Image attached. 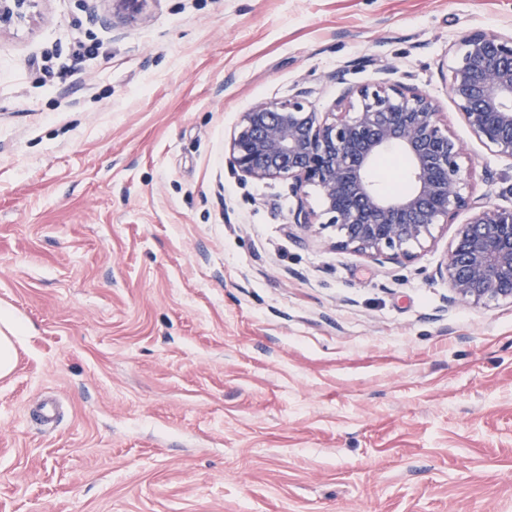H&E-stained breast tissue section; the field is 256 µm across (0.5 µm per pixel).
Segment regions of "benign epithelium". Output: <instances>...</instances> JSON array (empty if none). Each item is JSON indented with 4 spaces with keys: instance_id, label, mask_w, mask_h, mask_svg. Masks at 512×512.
<instances>
[{
    "instance_id": "benign-epithelium-1",
    "label": "benign epithelium",
    "mask_w": 512,
    "mask_h": 512,
    "mask_svg": "<svg viewBox=\"0 0 512 512\" xmlns=\"http://www.w3.org/2000/svg\"><path fill=\"white\" fill-rule=\"evenodd\" d=\"M38 0H0V26L30 21ZM119 14L140 13L147 0H106ZM448 89L472 135L512 159V35L467 32L449 67ZM301 87L243 113L228 149L244 179L281 182L297 199L293 223L307 231L334 227L335 247L368 258L410 260L468 205L471 172L463 147L427 94L380 78L352 86L326 111ZM400 149L412 187L390 195L370 177L374 162ZM322 196L307 207L305 188ZM440 275L455 299L473 305L512 301V209L485 207L459 225Z\"/></svg>"
}]
</instances>
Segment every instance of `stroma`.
Segmentation results:
<instances>
[{"mask_svg": "<svg viewBox=\"0 0 512 512\" xmlns=\"http://www.w3.org/2000/svg\"><path fill=\"white\" fill-rule=\"evenodd\" d=\"M472 30L512 33V0H41L0 31V512H512V303L438 273L471 207L512 208L442 73ZM384 68L471 170L401 264L292 224L227 151L255 102ZM0 322L4 324L5 330H0V377L6 376L12 372L15 365V348L13 339L16 326L9 316L0 313Z\"/></svg>", "mask_w": 512, "mask_h": 512, "instance_id": "stroma-1", "label": "stroma"}]
</instances>
